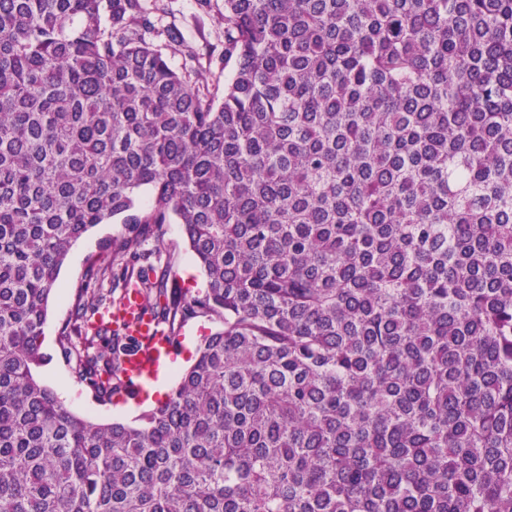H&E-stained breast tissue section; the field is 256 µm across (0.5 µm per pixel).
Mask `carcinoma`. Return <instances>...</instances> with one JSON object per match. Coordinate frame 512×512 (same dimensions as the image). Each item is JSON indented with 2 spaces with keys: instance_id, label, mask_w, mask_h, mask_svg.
Masks as SVG:
<instances>
[{
  "instance_id": "1",
  "label": "carcinoma",
  "mask_w": 512,
  "mask_h": 512,
  "mask_svg": "<svg viewBox=\"0 0 512 512\" xmlns=\"http://www.w3.org/2000/svg\"><path fill=\"white\" fill-rule=\"evenodd\" d=\"M153 10L0 0V512H512V0H224L221 96ZM114 220L57 334L93 399L129 288L222 329L97 423L41 346ZM173 222L203 289L146 261ZM124 233L123 224L113 221L94 228L87 237L75 244L62 266L53 298L49 304L47 322L44 326L42 350L53 356L51 362L40 369L45 384L56 390L77 415L88 417L99 423L131 421L148 404L142 400L119 401L100 404L77 382L67 363L58 356L57 328L65 318L72 302L74 288L80 283L88 265V259L97 255L103 240Z\"/></svg>"
}]
</instances>
